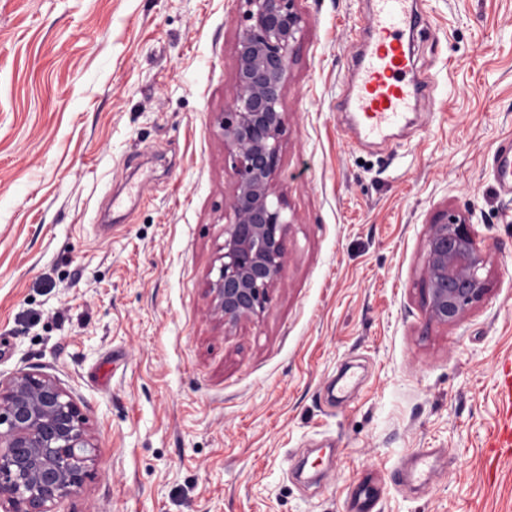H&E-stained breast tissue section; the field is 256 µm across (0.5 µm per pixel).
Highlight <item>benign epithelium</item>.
<instances>
[{
  "instance_id": "benign-epithelium-1",
  "label": "benign epithelium",
  "mask_w": 512,
  "mask_h": 512,
  "mask_svg": "<svg viewBox=\"0 0 512 512\" xmlns=\"http://www.w3.org/2000/svg\"><path fill=\"white\" fill-rule=\"evenodd\" d=\"M234 84L218 123L236 176L224 209L220 266L207 281L209 315L233 329L260 316L285 262L292 220L274 190L288 89L302 16L294 0H242ZM486 255L466 216L428 225L423 281L430 320L456 324L488 291ZM96 444L71 393L48 375L0 378V512H54L91 476Z\"/></svg>"
}]
</instances>
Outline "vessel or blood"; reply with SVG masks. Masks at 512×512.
I'll list each match as a JSON object with an SVG mask.
<instances>
[{
	"mask_svg": "<svg viewBox=\"0 0 512 512\" xmlns=\"http://www.w3.org/2000/svg\"><path fill=\"white\" fill-rule=\"evenodd\" d=\"M367 38L356 59V75L345 106L359 121L360 142L376 140L386 129L403 122L425 94L417 83L411 51L403 41L406 31L429 28L426 15L414 0H373ZM499 190L512 194V141L498 147L492 168Z\"/></svg>",
	"mask_w": 512,
	"mask_h": 512,
	"instance_id": "vessel-or-blood-1",
	"label": "vessel or blood"
}]
</instances>
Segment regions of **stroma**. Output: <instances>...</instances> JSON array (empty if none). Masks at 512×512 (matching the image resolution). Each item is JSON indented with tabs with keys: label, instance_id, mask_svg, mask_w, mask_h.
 Here are the masks:
<instances>
[{
	"label": "stroma",
	"instance_id": "obj_1",
	"mask_svg": "<svg viewBox=\"0 0 512 512\" xmlns=\"http://www.w3.org/2000/svg\"><path fill=\"white\" fill-rule=\"evenodd\" d=\"M277 194L293 222L265 311L206 283L234 173L217 116L240 0H0V378L59 380L97 444L55 512H512L488 442L512 360V0H418L429 92L353 147L340 79L372 0H295ZM456 210L488 293L429 319L423 242ZM435 448L427 482L401 466ZM493 179L499 190L512 194V141L504 140L498 147L492 168Z\"/></svg>",
	"mask_w": 512,
	"mask_h": 512
}]
</instances>
